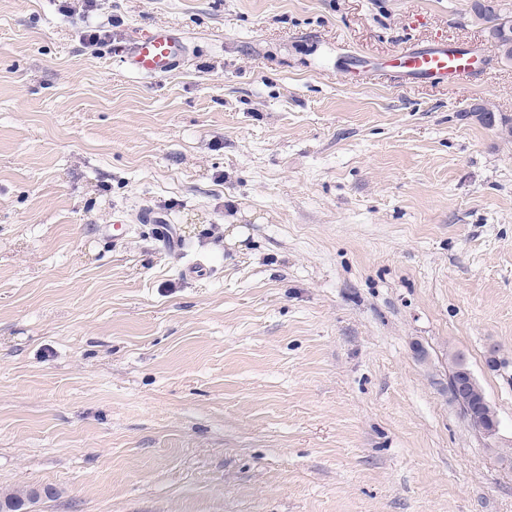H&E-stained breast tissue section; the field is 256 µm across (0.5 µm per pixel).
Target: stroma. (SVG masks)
I'll use <instances>...</instances> for the list:
<instances>
[{"label":"stroma","instance_id":"stroma-1","mask_svg":"<svg viewBox=\"0 0 512 512\" xmlns=\"http://www.w3.org/2000/svg\"><path fill=\"white\" fill-rule=\"evenodd\" d=\"M472 2L103 0L122 42L183 37L153 81L85 48L58 0H0V492L38 490L28 512H512V63ZM437 42L483 50V80L384 71ZM452 352L496 440L452 402ZM462 403H458L460 406L461 411L463 414L468 418L467 410H474L478 408V413L480 415H489L496 419L497 424L498 418L495 409L493 406H490L489 408H485V400H488L486 398V395L480 386V384L477 382L470 390L463 393L462 396Z\"/></svg>","mask_w":512,"mask_h":512}]
</instances>
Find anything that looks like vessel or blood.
Listing matches in <instances>:
<instances>
[{"label":"vessel or blood","mask_w":512,"mask_h":512,"mask_svg":"<svg viewBox=\"0 0 512 512\" xmlns=\"http://www.w3.org/2000/svg\"><path fill=\"white\" fill-rule=\"evenodd\" d=\"M186 56L183 40L171 30L158 27L133 40L120 52L119 60L131 72L164 77L174 72ZM481 56L478 49L462 52L448 44L435 43L403 50L390 62L389 68L405 82L454 85L464 79H481L485 73L477 63Z\"/></svg>","instance_id":"obj_1"}]
</instances>
